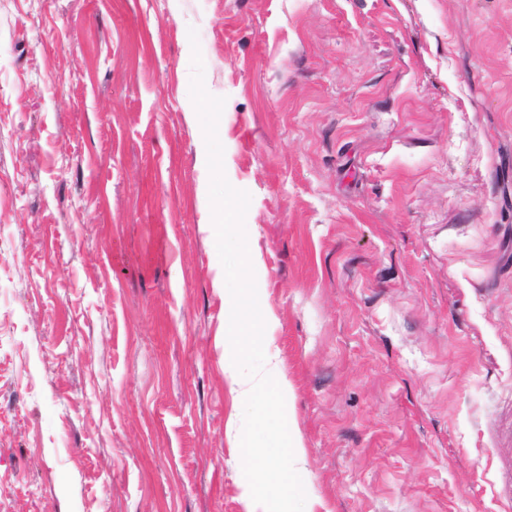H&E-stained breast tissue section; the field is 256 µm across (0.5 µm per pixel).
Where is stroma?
Segmentation results:
<instances>
[{"label":"stroma","mask_w":512,"mask_h":512,"mask_svg":"<svg viewBox=\"0 0 512 512\" xmlns=\"http://www.w3.org/2000/svg\"><path fill=\"white\" fill-rule=\"evenodd\" d=\"M204 84L304 512H512V0H0V512H247Z\"/></svg>","instance_id":"35a3bbf8"}]
</instances>
